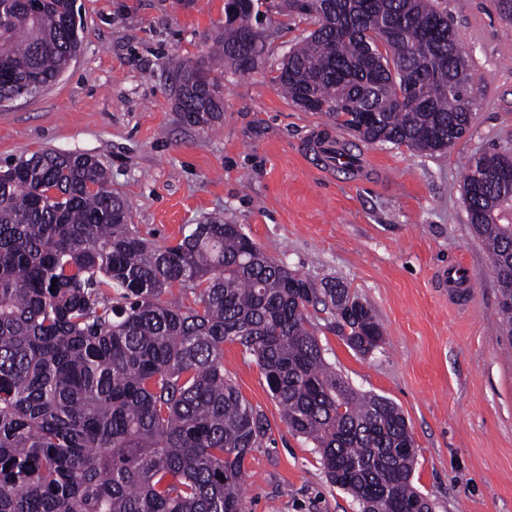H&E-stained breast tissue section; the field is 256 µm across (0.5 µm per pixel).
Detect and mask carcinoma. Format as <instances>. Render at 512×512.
I'll list each match as a JSON object with an SVG mask.
<instances>
[{"label":"carcinoma","mask_w":512,"mask_h":512,"mask_svg":"<svg viewBox=\"0 0 512 512\" xmlns=\"http://www.w3.org/2000/svg\"><path fill=\"white\" fill-rule=\"evenodd\" d=\"M73 0H0V101L55 82L81 44ZM225 60L262 53L261 0H236ZM315 29L277 79L288 98L368 144L438 152L469 131L472 73L439 0H288ZM211 66L184 63V123L224 99ZM464 199L512 343V156L471 159ZM88 153L44 150L0 171V512H242L244 460L270 430L224 377V343L258 362L288 430L311 441L361 512L433 504L412 483L416 446L388 399L324 357L309 307L353 350L383 341L371 309L266 256L238 224H197L160 246ZM190 291L193 305L164 294Z\"/></svg>","instance_id":"cac0c4a2"}]
</instances>
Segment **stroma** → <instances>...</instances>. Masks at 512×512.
I'll return each mask as SVG.
<instances>
[{"label":"stroma","mask_w":512,"mask_h":512,"mask_svg":"<svg viewBox=\"0 0 512 512\" xmlns=\"http://www.w3.org/2000/svg\"><path fill=\"white\" fill-rule=\"evenodd\" d=\"M262 2L263 57L247 72L213 71L224 112L200 128L177 112L176 69L208 58L224 0H77L84 28L69 69L0 106V167L45 149L93 154L142 237L173 245L220 219L291 271L344 283L382 325L383 342L358 353L321 312L316 335L337 373L403 412L417 448L414 486L435 512H512V347L463 196L474 155L512 151V21L498 0H445L473 75L467 135L439 152L369 144L355 174L330 177L310 145L334 125L295 106L276 80L312 26L286 0ZM444 265L469 275L464 304L438 287ZM224 374L271 425L245 459L244 512H360L312 444L289 432L255 358L225 344Z\"/></svg>","instance_id":"35a3bbf8"}]
</instances>
